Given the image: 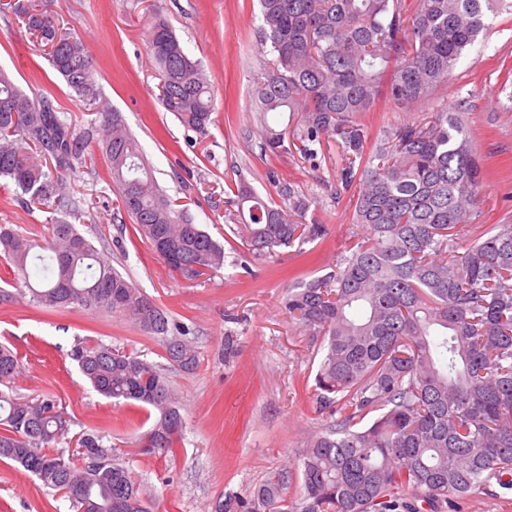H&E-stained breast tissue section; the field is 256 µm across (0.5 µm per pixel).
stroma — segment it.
<instances>
[{
    "mask_svg": "<svg viewBox=\"0 0 512 512\" xmlns=\"http://www.w3.org/2000/svg\"><path fill=\"white\" fill-rule=\"evenodd\" d=\"M56 24L80 39L95 69L98 99L86 104L50 67L21 18L0 12V68L25 92L48 98L87 141L84 156L64 174L67 191L86 212L80 231L112 250V264L145 296L187 326L198 365L169 369L186 428L175 452L150 451L153 421L145 409L94 391L70 357L75 343L102 342L167 366L162 343L117 316L79 308L44 311L27 299L0 303V344L17 352L22 372L13 385L22 397H52L69 420V437L96 429L113 458L140 483L155 512H213L225 493H248L296 461L307 436L330 422L316 412V348L284 309L297 276L333 271L353 246L348 195H337L336 155L301 162L260 152L251 110L253 82L262 69L257 51L258 0H38ZM173 26L207 75L217 110L207 138L185 129L157 100L148 45L153 10ZM488 30L467 49L448 81V108L465 112L484 171V224H512V11L488 15ZM122 112L159 187L187 203L194 223L224 245L216 274L195 281L171 271L133 221L118 209V193L99 148L101 111ZM295 184L310 200L309 221L326 227L303 248L281 247L255 258L227 236L224 212L240 182L262 198L275 180ZM45 212L28 209L13 188H0V224H16L33 238ZM0 512H77L62 494L47 492L31 473L0 461Z\"/></svg>",
    "mask_w": 512,
    "mask_h": 512,
    "instance_id": "obj_1",
    "label": "stroma"
}]
</instances>
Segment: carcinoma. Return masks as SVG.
I'll return each mask as SVG.
<instances>
[{"label":"carcinoma","instance_id":"cac0c4a2","mask_svg":"<svg viewBox=\"0 0 512 512\" xmlns=\"http://www.w3.org/2000/svg\"><path fill=\"white\" fill-rule=\"evenodd\" d=\"M265 62L252 91L261 149L275 156L336 142L343 190L354 189L352 223L361 236L336 269L288 291L285 309L321 353L314 396L334 420L311 433L295 470L245 495L227 493L215 512H420L450 496L512 490V224H494L468 244L460 237L481 216L482 171L459 112L436 105L366 150L362 116L385 98L409 109L436 101L463 52L506 0H259ZM15 9L48 61L86 101L95 70L81 40L34 3ZM158 99L200 136L213 123L214 95L201 63L165 16L149 29ZM0 178L52 213L40 240L0 224V257L22 281L20 295L50 311L70 306L130 320L164 345L170 366L194 370L185 328L112 266L67 217L78 201L59 174L85 149L83 135L49 100L27 95L0 70ZM102 153L119 207L136 233L187 281L224 266V246L159 188L137 140L117 111L102 113ZM53 167H47V162ZM280 205L247 182L237 188L230 233L260 258L313 242L308 203L288 183ZM100 395L152 410L151 447L171 451L185 421L162 366L102 343L71 353ZM20 372L0 346V459L63 493L79 512H149L128 469L108 458L103 435L86 431L71 454L50 399L10 393Z\"/></svg>","mask_w":512,"mask_h":512}]
</instances>
